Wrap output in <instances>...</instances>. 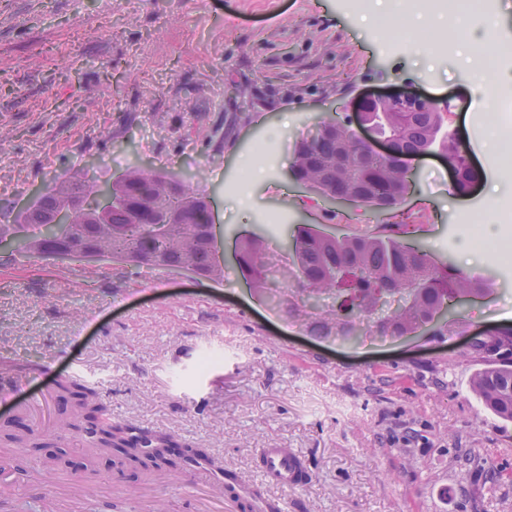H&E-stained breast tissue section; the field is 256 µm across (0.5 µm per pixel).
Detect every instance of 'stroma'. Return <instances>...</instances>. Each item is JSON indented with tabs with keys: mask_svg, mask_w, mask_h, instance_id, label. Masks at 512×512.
I'll return each instance as SVG.
<instances>
[{
	"mask_svg": "<svg viewBox=\"0 0 512 512\" xmlns=\"http://www.w3.org/2000/svg\"><path fill=\"white\" fill-rule=\"evenodd\" d=\"M237 85L239 102L225 100ZM410 87L448 106V122L475 147L474 128L494 122L484 94L454 55L384 54L342 0H0V223L54 177L92 171L112 180L137 164L182 173L206 194L220 281L147 267L39 259L0 264V359L41 371L0 377L14 408L80 364L113 418L166 431L204 449L225 473L288 512H512V422L472 396V362L455 357L464 336L512 325V253L465 265L453 234L461 215L485 212L481 187L455 192L447 164L414 163L412 189L382 221L437 266L481 280V296L457 306L451 329L411 340L356 336L328 322L332 294L293 278L292 234L301 224L370 234L380 219L326 204L288 176L297 137L324 114L351 115L359 94ZM277 140L281 168L230 193L244 159ZM285 223L271 224L267 215ZM262 243L268 277L244 278L241 241ZM216 367L199 368L206 355ZM72 466L44 469L57 449ZM264 448H285L308 467L288 493L258 467ZM78 440L51 433L38 448L0 447V512L42 502L54 481L77 475ZM89 512H199L180 474L109 472Z\"/></svg>",
	"mask_w": 512,
	"mask_h": 512,
	"instance_id": "obj_1",
	"label": "stroma"
}]
</instances>
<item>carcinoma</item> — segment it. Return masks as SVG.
<instances>
[{
	"mask_svg": "<svg viewBox=\"0 0 512 512\" xmlns=\"http://www.w3.org/2000/svg\"><path fill=\"white\" fill-rule=\"evenodd\" d=\"M425 104L409 113L406 122L394 126L392 116H376L385 132H393L397 152L410 157L433 145L451 152L453 143L440 136L445 113ZM326 126L315 140H296L289 174L307 183V189L326 201L349 195L354 203L377 215L396 207L411 189V181L387 161L371 155L355 141L353 122L339 117L320 121ZM112 205L81 209L79 203L99 191L100 185L77 176L56 178L27 209L14 214L11 223L0 224V235L20 225L38 228L53 224L57 216L72 210L68 224L70 252L59 259L84 258L95 262L147 265L165 272L191 273L217 281L223 268L215 256L214 224L210 200L191 190L180 173L130 167L119 181L107 184ZM169 225V237L150 239V224ZM295 276L311 290L334 291L336 321L375 311L376 301L388 294L405 295L404 305L377 325L379 336H406L431 318L445 303L457 302L462 293L480 295L481 281L450 267H437L417 245L403 242L384 231L376 235L328 236L301 224L293 236ZM256 239L239 247L240 269L259 286L266 277ZM477 363L470 389L479 403L504 422L512 421V360L474 352ZM67 402L59 432L88 437L86 457L95 461L109 453L117 470H149L178 467L166 449L181 447L196 453L193 445L172 433H153L131 423L112 419L100 394L68 380L57 386Z\"/></svg>",
	"mask_w": 512,
	"mask_h": 512,
	"instance_id": "carcinoma-1",
	"label": "carcinoma"
}]
</instances>
